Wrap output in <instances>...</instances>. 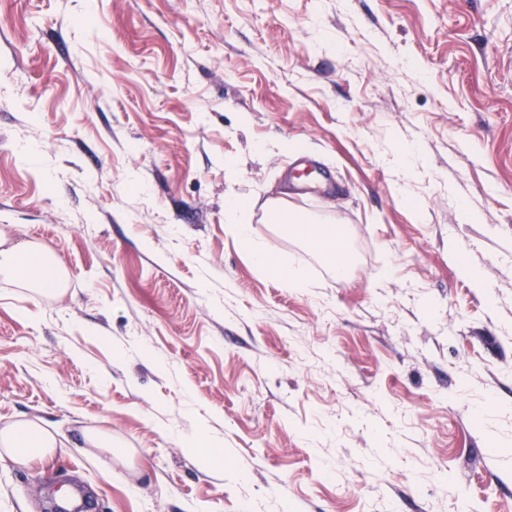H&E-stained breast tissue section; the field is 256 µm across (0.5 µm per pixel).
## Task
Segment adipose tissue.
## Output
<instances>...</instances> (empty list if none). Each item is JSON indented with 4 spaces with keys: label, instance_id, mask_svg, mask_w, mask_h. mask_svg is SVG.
Instances as JSON below:
<instances>
[{
    "label": "adipose tissue",
    "instance_id": "obj_1",
    "mask_svg": "<svg viewBox=\"0 0 512 512\" xmlns=\"http://www.w3.org/2000/svg\"><path fill=\"white\" fill-rule=\"evenodd\" d=\"M0 272L20 274L27 287L55 293L64 285L63 274L43 249L22 245L0 249ZM57 446V437L33 421H19L0 429V450L17 462L44 457Z\"/></svg>",
    "mask_w": 512,
    "mask_h": 512
}]
</instances>
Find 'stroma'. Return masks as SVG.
Masks as SVG:
<instances>
[{"label":"stroma","mask_w":512,"mask_h":512,"mask_svg":"<svg viewBox=\"0 0 512 512\" xmlns=\"http://www.w3.org/2000/svg\"><path fill=\"white\" fill-rule=\"evenodd\" d=\"M0 240V512H512V0H0ZM278 223L292 224L290 228L293 233L299 235L311 243L321 247L317 242L333 243L336 239V228L332 225H315L306 224L307 222L294 215H281L278 216ZM237 224L234 227V234L236 239L243 243L252 253L255 263L263 268L272 269L278 267L275 257L267 250L262 249L253 242L251 227L249 224L243 223H230ZM0 269L4 274H21L28 288L56 293L63 288L62 271L43 249L22 245L0 249ZM0 447L17 462L45 457L57 447V436L34 421H19L0 430Z\"/></svg>","instance_id":"1"}]
</instances>
